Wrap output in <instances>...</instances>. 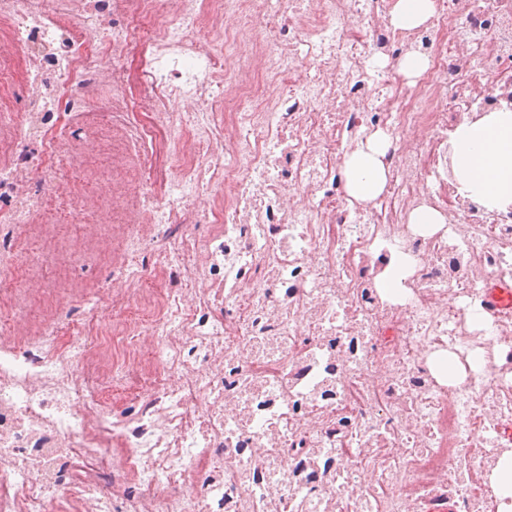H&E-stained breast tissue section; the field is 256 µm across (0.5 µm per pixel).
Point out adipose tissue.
<instances>
[{"label":"adipose tissue","instance_id":"1","mask_svg":"<svg viewBox=\"0 0 512 512\" xmlns=\"http://www.w3.org/2000/svg\"><path fill=\"white\" fill-rule=\"evenodd\" d=\"M435 11L434 0H395L390 10L394 30L422 28ZM390 138L381 131L360 136L343 159L344 190L351 203L366 205L381 196L389 183L387 156ZM451 186L456 195L488 212L512 210V108L476 112L448 135ZM415 260L393 254L377 278L384 299L403 302Z\"/></svg>","mask_w":512,"mask_h":512}]
</instances>
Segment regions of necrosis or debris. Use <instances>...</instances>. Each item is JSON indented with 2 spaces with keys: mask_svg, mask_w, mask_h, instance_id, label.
Segmentation results:
<instances>
[{
  "mask_svg": "<svg viewBox=\"0 0 512 512\" xmlns=\"http://www.w3.org/2000/svg\"><path fill=\"white\" fill-rule=\"evenodd\" d=\"M389 10L390 0H0V81L27 89L22 111L0 112V231L47 234L50 198L73 223L122 229L102 257L120 282L115 315L71 331L81 389L58 382L61 358L45 347L62 330L55 300L40 322L14 320L24 363L0 347V512H112L100 481L115 467L146 488L126 512H332L340 499L351 512H428L446 498L458 512H494L479 466L512 418V366L469 362L512 353V318L477 331L466 313L486 274L512 277V211L487 217L443 187L430 198L446 233L415 234L405 219L450 127L512 93V0H436L428 26L406 35ZM410 52L429 61L412 86L395 65ZM377 56L389 66L373 69ZM103 91L110 106H94ZM167 96L187 110L169 112ZM323 100L332 111H319ZM76 112L111 132L107 155L139 139L166 147L113 169L120 205L94 195L91 174L74 175L78 160L52 133L54 117ZM373 125L432 136L391 148L390 188L361 211L336 180L348 141ZM31 138L41 154H18ZM203 194L212 237L165 238ZM398 236L429 262L392 305L365 273ZM157 241L152 266L135 263ZM258 261L265 275L249 278ZM32 288L25 264L0 250V313ZM441 350L465 364L463 381L430 372ZM189 351L205 365L170 384ZM111 384L146 396L136 432L111 418ZM62 409L55 446H34L41 420ZM29 446L46 463L69 456L76 480L62 489L19 464Z\"/></svg>",
  "mask_w": 512,
  "mask_h": 512,
  "instance_id": "obj_1",
  "label": "necrosis or debris"
}]
</instances>
